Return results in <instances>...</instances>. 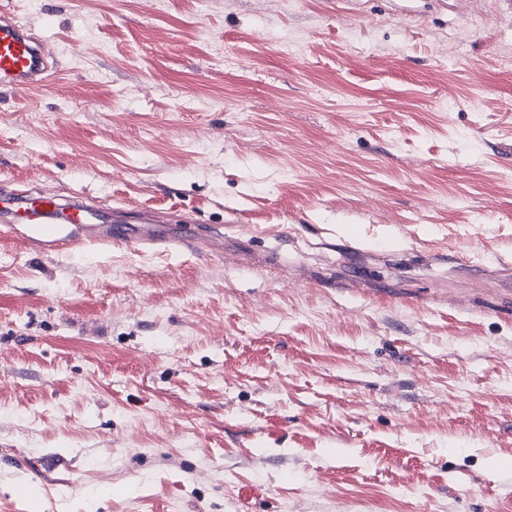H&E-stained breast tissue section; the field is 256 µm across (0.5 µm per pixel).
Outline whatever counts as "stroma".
I'll return each instance as SVG.
<instances>
[{"label": "stroma", "instance_id": "stroma-1", "mask_svg": "<svg viewBox=\"0 0 512 512\" xmlns=\"http://www.w3.org/2000/svg\"><path fill=\"white\" fill-rule=\"evenodd\" d=\"M0 12V512H512V0ZM44 56L36 42L7 15L0 17V79L24 90L45 79ZM96 212L95 206L83 197L65 205L56 196L34 195L20 188L0 192V214L9 216L11 223L1 226V234L11 233L15 224H23L38 232L35 241L44 248L56 249L70 242L112 244L120 240L119 228L89 224Z\"/></svg>", "mask_w": 512, "mask_h": 512}]
</instances>
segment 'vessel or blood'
Listing matches in <instances>:
<instances>
[{"label":"vessel or blood","mask_w":512,"mask_h":512,"mask_svg":"<svg viewBox=\"0 0 512 512\" xmlns=\"http://www.w3.org/2000/svg\"><path fill=\"white\" fill-rule=\"evenodd\" d=\"M44 57L36 42L9 16L0 17V79L23 90L42 82ZM95 206L86 199L62 204L51 195H34L23 189L0 192V214L9 222L0 231L11 232L21 224L37 231L41 246L51 249L70 242L112 243L120 240L119 229L93 224Z\"/></svg>","instance_id":"vessel-or-blood-1"}]
</instances>
